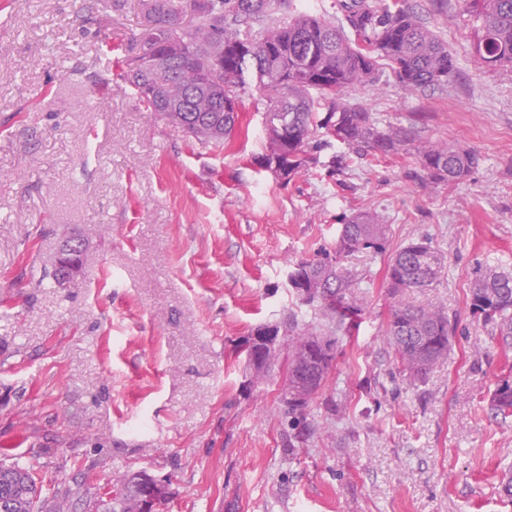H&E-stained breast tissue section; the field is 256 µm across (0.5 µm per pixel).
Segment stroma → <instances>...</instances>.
Segmentation results:
<instances>
[{
    "label": "stroma",
    "mask_w": 512,
    "mask_h": 512,
    "mask_svg": "<svg viewBox=\"0 0 512 512\" xmlns=\"http://www.w3.org/2000/svg\"><path fill=\"white\" fill-rule=\"evenodd\" d=\"M455 55L447 88L391 75L347 89L379 122L475 150L455 187L414 161L333 143L291 182L261 169L265 96L203 146L148 112L124 77L142 48L138 0H8L0 8V447L54 480L72 512L130 470L166 480L160 512H512V417L489 397L512 371L467 299L477 264L512 261V67L471 62L462 0H409ZM378 210L388 253L425 238L444 258L426 299L457 330L448 356L407 380L382 332L386 256H357L358 335L303 418L281 400L287 365L249 382L243 344L290 314L288 282L330 251L343 217ZM84 240L80 275L47 274Z\"/></svg>",
    "instance_id": "stroma-1"
}]
</instances>
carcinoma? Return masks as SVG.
<instances>
[{
	"mask_svg": "<svg viewBox=\"0 0 512 512\" xmlns=\"http://www.w3.org/2000/svg\"><path fill=\"white\" fill-rule=\"evenodd\" d=\"M283 0H140L145 40L139 57L158 55L167 61L150 68L132 62L126 74L150 112L168 97L181 100L180 112L165 119L181 125L199 144L219 146L238 127L237 105L247 89L246 74L260 75L258 89L266 92L265 129H281L280 138L266 136L261 167L284 183L315 163L326 138L372 154L376 158L415 157L421 181L448 187L472 175L479 155L454 142H431L411 127L383 125L373 113L342 97L345 89L370 85L385 64L408 89L448 86L456 59L448 45L413 11L409 0H334L336 19L308 10L288 22L276 14ZM478 23L472 62L482 69L512 67V0H464ZM264 21L263 36L247 35L251 23ZM178 42L183 55L172 57L167 47ZM207 70L212 82L224 86V98L189 84L187 70ZM325 111L319 117V111ZM387 252V225L376 211H361L342 224L331 253L294 265L289 284L302 303L329 324L352 332L362 306L348 296L354 281L345 262L358 254ZM444 261L425 241L407 244L388 260L386 288L392 299L383 337L410 381L423 379L448 356L456 326L438 307L418 303L439 283ZM467 298L473 313L512 345V266L487 261L474 271ZM276 331L291 341L288 382L301 388L303 412L320 390L334 359L331 340L314 332L295 316ZM491 409L512 416V377L501 378L491 393ZM140 484L126 477L95 504V512H135ZM65 512L66 499L53 493L52 481L32 466L0 463V512H42L47 501Z\"/></svg>",
	"mask_w": 512,
	"mask_h": 512,
	"instance_id": "cac0c4a2",
	"label": "carcinoma"
}]
</instances>
